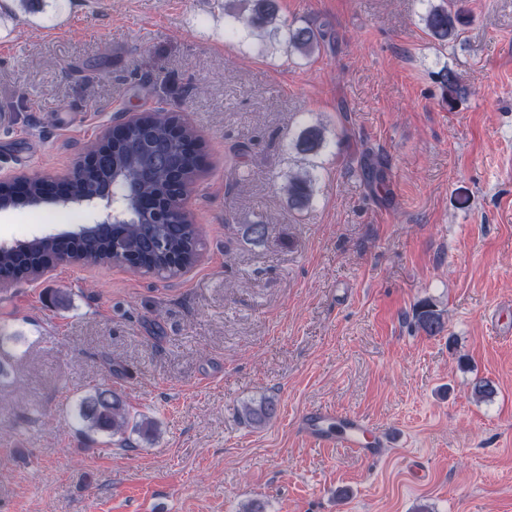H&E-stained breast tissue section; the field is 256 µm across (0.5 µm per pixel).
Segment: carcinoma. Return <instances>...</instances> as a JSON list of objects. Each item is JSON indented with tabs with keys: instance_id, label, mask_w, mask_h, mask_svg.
Wrapping results in <instances>:
<instances>
[{
	"instance_id": "cac0c4a2",
	"label": "carcinoma",
	"mask_w": 512,
	"mask_h": 512,
	"mask_svg": "<svg viewBox=\"0 0 512 512\" xmlns=\"http://www.w3.org/2000/svg\"><path fill=\"white\" fill-rule=\"evenodd\" d=\"M422 2L421 19L435 44L443 48L456 42L469 22L464 11L455 7L452 0H442L438 4L434 0ZM224 15L233 20L231 33L238 34L243 27L263 41L280 42L290 52L304 57L318 50L325 38V33L309 25L296 26L280 21L276 0H236L224 4ZM438 76L446 102L451 105L462 94L456 75L444 67ZM177 121L179 117L164 109L147 112L139 123L128 127L116 140L102 165L103 169L115 174L112 194L116 199H121L124 194L125 182L139 179L147 169L151 175L142 182L144 196L152 198L162 192L170 195L188 191L201 169L200 154L187 153L170 141L169 126ZM291 148L304 160L320 155L327 148L325 128L318 124L301 127L291 141ZM361 164L368 179L375 183L384 180L377 160L365 154ZM317 181L316 165L312 163L288 173L284 185L288 207L297 212L312 207ZM27 184L32 205H39L50 184L38 175L27 178ZM72 188L78 196H95L101 192V178L78 168L74 172ZM200 246L195 226L189 223L188 214L178 206L159 222L151 215L143 223L114 224L112 235L90 237L75 246L49 235L25 240L16 248L0 250V277L27 279L62 252L97 255L127 266L136 261L147 272L171 277L198 261ZM416 323L429 336H436L445 328L442 313L428 303L417 310ZM276 413L277 404L270 398L245 404L241 410L244 421L254 427L270 422ZM74 418L86 433L101 431L123 438L131 427L149 439L156 432L152 420L142 416L139 421H134L126 402L105 386L95 388L93 395L80 402Z\"/></svg>"
}]
</instances>
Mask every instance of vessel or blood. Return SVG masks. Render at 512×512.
I'll return each mask as SVG.
<instances>
[{
    "label": "vessel or blood",
    "instance_id": "obj_1",
    "mask_svg": "<svg viewBox=\"0 0 512 512\" xmlns=\"http://www.w3.org/2000/svg\"><path fill=\"white\" fill-rule=\"evenodd\" d=\"M297 430L318 446L350 448L371 459L379 458L387 444L383 433L367 419L326 406L308 408L300 417Z\"/></svg>",
    "mask_w": 512,
    "mask_h": 512
}]
</instances>
